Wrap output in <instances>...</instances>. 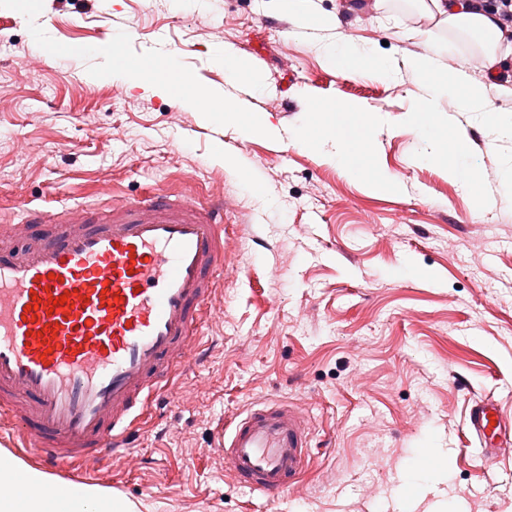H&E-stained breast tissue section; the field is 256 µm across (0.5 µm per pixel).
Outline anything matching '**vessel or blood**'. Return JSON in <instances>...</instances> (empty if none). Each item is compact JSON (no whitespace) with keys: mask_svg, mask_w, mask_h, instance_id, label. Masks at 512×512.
I'll list each match as a JSON object with an SVG mask.
<instances>
[{"mask_svg":"<svg viewBox=\"0 0 512 512\" xmlns=\"http://www.w3.org/2000/svg\"><path fill=\"white\" fill-rule=\"evenodd\" d=\"M223 194L163 189L133 203L20 205L0 222V461L100 484L96 466L123 447L161 384L195 362L196 341L227 261ZM32 231L24 250L11 234ZM67 304H59L60 295ZM37 303L34 320L25 307ZM496 404L475 400L466 429L488 454L505 439ZM309 428L266 401L218 431L225 468L272 497L306 470Z\"/></svg>","mask_w":512,"mask_h":512,"instance_id":"b4317fda","label":"vessel or blood"}]
</instances>
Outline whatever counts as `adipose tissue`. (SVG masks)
<instances>
[{"label": "adipose tissue", "mask_w": 512, "mask_h": 512, "mask_svg": "<svg viewBox=\"0 0 512 512\" xmlns=\"http://www.w3.org/2000/svg\"><path fill=\"white\" fill-rule=\"evenodd\" d=\"M414 6L423 16L470 37L481 51L484 67L491 69L500 62L498 48L506 43L507 35L493 16L472 12L468 0H414ZM442 53V47L437 46L406 59L413 81L423 91L420 105L412 112L410 122L419 139L430 148L428 160L454 174L463 167L464 158L460 153L450 151L449 130L435 120L441 102L453 99L461 112L492 114L498 107L488 96L485 84L470 78L464 66L442 64ZM325 58L341 69H371L386 77L398 69L396 59L372 57L346 37L326 48ZM182 100L200 118H223L243 135L272 136L276 133L260 113L242 109L233 98L186 89L182 92ZM378 122V113L337 103L312 107L307 124L323 132L319 149L327 150L332 161L342 164L367 188L399 193L404 189L403 183L372 162L376 153L372 130ZM47 479V474L40 470L0 462V484L18 483L22 486L19 496L0 498V512H134V504L106 488L83 487L52 498L44 497L39 488Z\"/></svg>", "instance_id": "obj_1"}]
</instances>
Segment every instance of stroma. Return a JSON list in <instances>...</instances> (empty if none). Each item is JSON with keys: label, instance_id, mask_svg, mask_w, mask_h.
<instances>
[{"label": "stroma", "instance_id": "stroma-1", "mask_svg": "<svg viewBox=\"0 0 512 512\" xmlns=\"http://www.w3.org/2000/svg\"><path fill=\"white\" fill-rule=\"evenodd\" d=\"M316 3L338 29H301L279 0H0V213L95 203L105 188L131 201L224 194L228 260L204 361L106 464L137 512H402L400 486L428 454L447 475L430 476L416 512H512V436L487 460L465 432L480 396L512 432V136L445 102L466 153L449 174L423 161L407 123L420 96L408 73L347 72L321 47L343 35L402 60L449 42L495 86H512V54L484 69L469 41L404 0ZM108 40L119 63L172 58L168 92L98 78ZM227 53L251 75L227 82ZM185 80L232 93L279 138L202 120L180 102ZM337 101L379 113L377 162L402 193L296 143L308 109ZM263 400L311 425L309 466L275 498L209 449L224 420Z\"/></svg>", "mask_w": 512, "mask_h": 512}]
</instances>
